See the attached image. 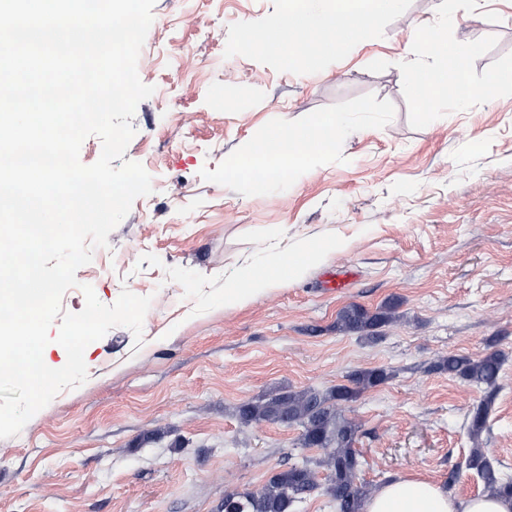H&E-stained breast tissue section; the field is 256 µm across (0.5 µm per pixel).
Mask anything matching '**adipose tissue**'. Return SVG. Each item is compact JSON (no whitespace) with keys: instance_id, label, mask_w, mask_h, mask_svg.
Returning a JSON list of instances; mask_svg holds the SVG:
<instances>
[{"instance_id":"obj_1","label":"adipose tissue","mask_w":512,"mask_h":512,"mask_svg":"<svg viewBox=\"0 0 512 512\" xmlns=\"http://www.w3.org/2000/svg\"><path fill=\"white\" fill-rule=\"evenodd\" d=\"M398 3L399 0H288L269 22L248 25L242 46L250 52L265 51L312 39L317 44L316 53L288 58L298 67H312L321 58L342 53L350 42L373 30ZM414 92L418 104L449 96L460 108L475 90L460 73L437 64L416 71ZM344 126L341 114L318 116L306 129L282 131L270 137L247 156L230 162L226 172L231 176L248 175L256 194H263L275 179L306 164L312 155L333 151ZM339 245L333 237L314 240L295 235L284 248L252 256L240 266L236 277L225 279V308L241 307L266 295L281 279L301 276L308 266ZM363 512H512V498L486 494L457 499L445 487L424 477L396 474L368 495Z\"/></svg>"}]
</instances>
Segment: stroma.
<instances>
[{
    "label": "stroma",
    "mask_w": 512,
    "mask_h": 512,
    "mask_svg": "<svg viewBox=\"0 0 512 512\" xmlns=\"http://www.w3.org/2000/svg\"><path fill=\"white\" fill-rule=\"evenodd\" d=\"M283 5L156 0L137 64L155 91L136 108L125 153L153 191L61 300L80 312L84 284L108 305L125 288L151 297L143 341L112 328L86 348L82 386L0 439V512H221L225 494L324 455L300 446L298 426L242 425L241 404L380 367L392 378L340 407L359 428L357 484L395 473L441 482L456 469L452 496L474 497L482 484L463 467L474 447L512 475V0H401L310 70L241 47L245 26ZM426 27L468 47L456 65L480 92L464 109L414 100L412 74L432 63ZM330 112L348 121L334 152L265 195L226 174L255 143ZM285 231L349 246L225 309V278ZM346 268L356 280L326 292L325 273ZM389 302L395 316L376 339L337 331L345 306ZM494 351L491 389L437 368ZM483 402L475 440L469 420Z\"/></svg>",
    "instance_id": "obj_1"
}]
</instances>
